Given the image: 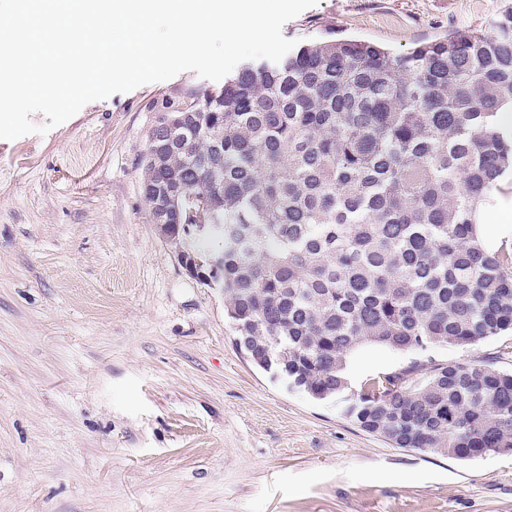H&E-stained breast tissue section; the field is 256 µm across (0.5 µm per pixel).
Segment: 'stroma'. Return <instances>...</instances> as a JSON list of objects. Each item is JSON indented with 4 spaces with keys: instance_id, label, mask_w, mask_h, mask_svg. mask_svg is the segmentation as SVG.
<instances>
[{
    "instance_id": "1",
    "label": "stroma",
    "mask_w": 512,
    "mask_h": 512,
    "mask_svg": "<svg viewBox=\"0 0 512 512\" xmlns=\"http://www.w3.org/2000/svg\"><path fill=\"white\" fill-rule=\"evenodd\" d=\"M509 6L318 0L282 33L398 53ZM218 87L184 71L0 139V512H512V451L397 448L289 390L237 349L221 291L158 235L140 193L154 106ZM479 231L512 247V176ZM420 358L510 373L512 333ZM411 359L362 346L348 381Z\"/></svg>"
}]
</instances>
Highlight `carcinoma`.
I'll return each mask as SVG.
<instances>
[{"instance_id": "1", "label": "carcinoma", "mask_w": 512, "mask_h": 512, "mask_svg": "<svg viewBox=\"0 0 512 512\" xmlns=\"http://www.w3.org/2000/svg\"><path fill=\"white\" fill-rule=\"evenodd\" d=\"M512 9L394 54L358 40L246 63L178 111L142 195L218 205L224 306L251 362L314 400L349 389L362 344L421 353L512 330V252L479 211L512 171ZM346 415L397 448L512 450V373L471 360L378 372Z\"/></svg>"}]
</instances>
